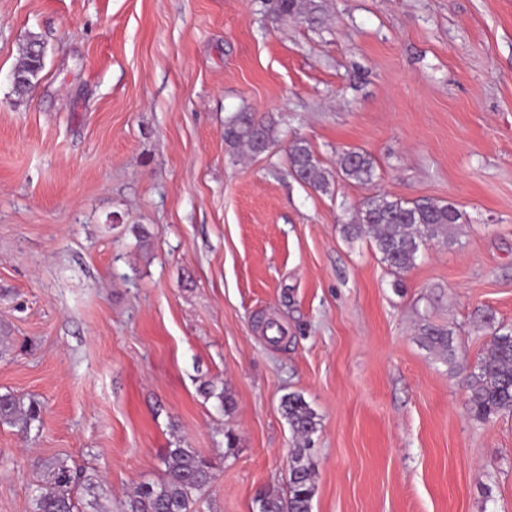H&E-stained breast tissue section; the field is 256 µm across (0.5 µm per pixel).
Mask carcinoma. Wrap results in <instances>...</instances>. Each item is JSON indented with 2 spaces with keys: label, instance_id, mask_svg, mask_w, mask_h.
Here are the masks:
<instances>
[{
  "label": "carcinoma",
  "instance_id": "carcinoma-1",
  "mask_svg": "<svg viewBox=\"0 0 512 512\" xmlns=\"http://www.w3.org/2000/svg\"><path fill=\"white\" fill-rule=\"evenodd\" d=\"M273 13L279 19L302 17L310 13L308 0H274ZM41 38L31 35L22 49L15 70L24 73L29 83L14 86L23 95L41 80L44 68ZM272 122L257 119L250 112H236L224 123V142L232 149L254 150L257 143L274 144ZM289 168L301 181L318 191L329 185L330 173L314 156L309 143L295 139L287 152ZM339 172L347 179L371 183L376 177L374 160L362 151L349 150L339 156ZM461 212L452 204L427 200L390 199L384 194L365 198L350 223L344 225L349 236L374 243L382 261L396 273L416 265L422 250L436 241L449 244L448 230L460 223ZM489 340L472 365L459 361L452 332L430 323L421 327L420 343L433 352L450 372L465 371L468 409L476 420L487 422L512 412V329L496 324L491 314L484 316ZM281 410L297 439L288 469V491L282 497L265 493L258 499L259 512H311L315 495L314 463L311 458L313 435L319 426L314 409L297 393L282 398ZM42 405L12 393L0 394V423L30 431L41 420ZM165 477L157 483H141L126 503V512H194L198 495L216 478L209 460L191 448L180 445L167 449ZM44 482L33 498V512H78L73 489L86 480L63 459L44 464Z\"/></svg>",
  "mask_w": 512,
  "mask_h": 512
}]
</instances>
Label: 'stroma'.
Returning <instances> with one entry per match:
<instances>
[{"mask_svg":"<svg viewBox=\"0 0 512 512\" xmlns=\"http://www.w3.org/2000/svg\"><path fill=\"white\" fill-rule=\"evenodd\" d=\"M316 4L0 0V394L44 407L0 424V512L56 458L93 477L80 512H123L178 442L218 475L196 512H258L287 491L291 393L320 418L312 512H512V413L475 421L419 342L450 329L471 365L486 314L512 328V0ZM240 111L268 152L225 145ZM297 137L328 191L290 172ZM350 149L372 184L336 175ZM374 194L454 204L456 243L394 277L342 231ZM309 1L307 0H275L273 5V13L279 19L305 17L309 14ZM42 49H44V46L41 38L38 35H30L22 49V59L11 74L14 90L19 95L27 93L41 80V73L44 68V53L41 54ZM35 51H38V53ZM16 70L28 77L29 83L26 86L21 87L14 84L20 80V77L15 72ZM274 132L272 122L259 120L251 112H236L224 123V142L232 149L245 147L254 153L258 142L268 147L274 144ZM265 145L258 146L255 154L264 153Z\"/></svg>","mask_w":512,"mask_h":512,"instance_id":"35a3bbf8","label":"stroma"}]
</instances>
